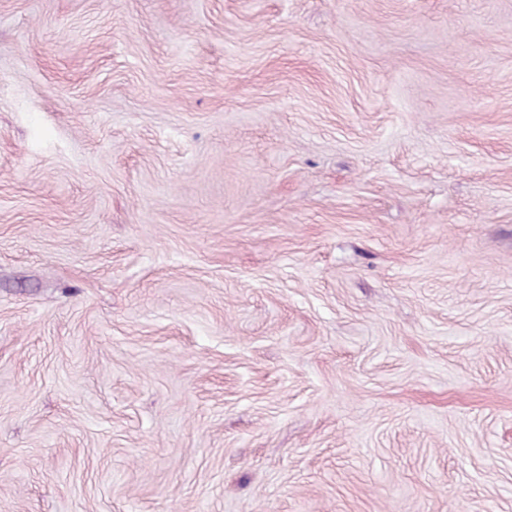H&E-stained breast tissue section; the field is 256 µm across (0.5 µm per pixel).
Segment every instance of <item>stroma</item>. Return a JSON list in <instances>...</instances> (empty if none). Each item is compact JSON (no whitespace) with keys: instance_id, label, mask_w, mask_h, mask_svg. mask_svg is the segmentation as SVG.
I'll list each match as a JSON object with an SVG mask.
<instances>
[{"instance_id":"1","label":"stroma","mask_w":512,"mask_h":512,"mask_svg":"<svg viewBox=\"0 0 512 512\" xmlns=\"http://www.w3.org/2000/svg\"><path fill=\"white\" fill-rule=\"evenodd\" d=\"M0 512H512V0H0Z\"/></svg>"}]
</instances>
